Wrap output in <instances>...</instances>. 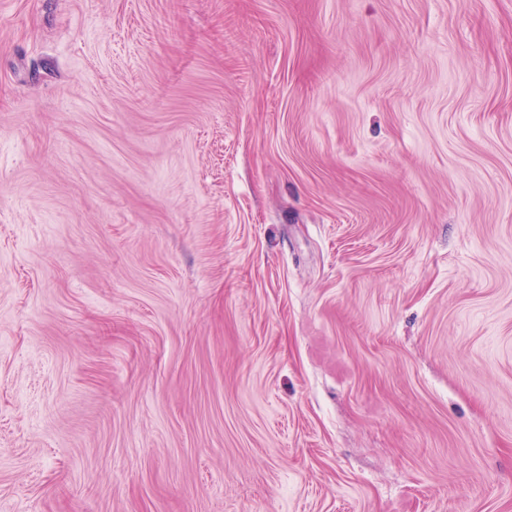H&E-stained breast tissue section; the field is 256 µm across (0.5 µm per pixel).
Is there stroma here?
<instances>
[{
  "label": "stroma",
  "mask_w": 512,
  "mask_h": 512,
  "mask_svg": "<svg viewBox=\"0 0 512 512\" xmlns=\"http://www.w3.org/2000/svg\"><path fill=\"white\" fill-rule=\"evenodd\" d=\"M0 512H512V0H0Z\"/></svg>",
  "instance_id": "obj_1"
}]
</instances>
